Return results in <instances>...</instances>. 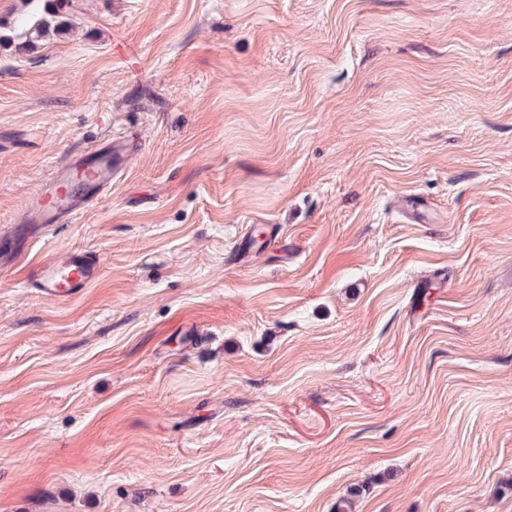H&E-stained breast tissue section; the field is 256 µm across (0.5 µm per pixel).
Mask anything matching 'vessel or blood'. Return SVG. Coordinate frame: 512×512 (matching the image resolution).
<instances>
[{
    "label": "vessel or blood",
    "mask_w": 512,
    "mask_h": 512,
    "mask_svg": "<svg viewBox=\"0 0 512 512\" xmlns=\"http://www.w3.org/2000/svg\"><path fill=\"white\" fill-rule=\"evenodd\" d=\"M131 146L125 140H108L57 165L29 196L21 221L26 235L51 224L69 222L87 211L112 188V180L125 167ZM102 275L96 256L82 249L59 252L42 263L36 287L43 295L72 300Z\"/></svg>",
    "instance_id": "b4317fda"
}]
</instances>
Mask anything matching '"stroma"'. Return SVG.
Here are the masks:
<instances>
[{
  "label": "stroma",
  "instance_id": "35a3bbf8",
  "mask_svg": "<svg viewBox=\"0 0 512 512\" xmlns=\"http://www.w3.org/2000/svg\"><path fill=\"white\" fill-rule=\"evenodd\" d=\"M59 9L0 0V236L133 150L0 271V512H512V0ZM26 6H30L18 20V29L25 35V42H34L36 40L45 38L50 33L58 29V24H53L52 19L41 16L39 9L40 0H24ZM130 152L127 140L111 138L65 159L29 196L20 228L29 237L87 211L112 189V179L126 166ZM101 275L102 265L96 256L72 248L42 263L34 288L53 299L72 300L83 294Z\"/></svg>",
  "mask_w": 512,
  "mask_h": 512
}]
</instances>
